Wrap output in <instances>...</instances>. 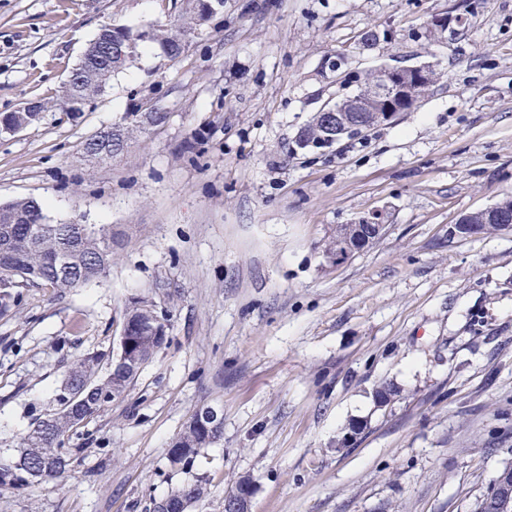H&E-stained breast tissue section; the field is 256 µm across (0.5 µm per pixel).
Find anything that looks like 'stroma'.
I'll return each instance as SVG.
<instances>
[{
  "label": "stroma",
  "instance_id": "obj_1",
  "mask_svg": "<svg viewBox=\"0 0 512 512\" xmlns=\"http://www.w3.org/2000/svg\"><path fill=\"white\" fill-rule=\"evenodd\" d=\"M191 0H0V115L54 96L105 22L167 29ZM449 17L445 29L435 18ZM426 63L420 106L325 149L295 145L385 64ZM165 125L94 163L81 141L129 112ZM512 197V0H224L175 60L156 43L77 119L0 138V203L108 225L104 277L18 284L0 313V446L50 406L66 366L116 347L152 299L168 340L128 395L74 428L64 481L0 489V512H475L512 465V228L460 237ZM382 212L340 264L324 246ZM390 389L387 401L377 396ZM220 440L167 450L200 406ZM496 205L460 216L456 224H454L452 232L455 235L467 237L476 234L479 229L476 224L485 225L483 231L488 230V228H499L498 224L511 227L512 213L510 211L512 210V199L502 200L496 203ZM501 209L509 212H503ZM206 494L207 489L202 484L191 483L186 486H182L181 488H179L178 490L173 492L169 497L166 498H172L174 500L169 502L162 500L164 510L160 512H186L187 508L189 507V504H186L184 501H175L176 499L185 495L192 503L199 501L200 499L205 497ZM161 502L159 501L154 503L153 512H159Z\"/></svg>",
  "mask_w": 512,
  "mask_h": 512
}]
</instances>
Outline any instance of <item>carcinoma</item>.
Here are the masks:
<instances>
[{
	"label": "carcinoma",
	"mask_w": 512,
	"mask_h": 512,
	"mask_svg": "<svg viewBox=\"0 0 512 512\" xmlns=\"http://www.w3.org/2000/svg\"><path fill=\"white\" fill-rule=\"evenodd\" d=\"M213 13L195 5L186 23L152 32L133 33L124 26L105 23L84 50L83 57L63 83L53 106L74 117L71 104L86 106L102 95L112 76L132 63L139 53V42L150 39L159 43L163 53L178 58L194 35L196 27L206 24ZM39 120L36 112H9L0 116V135H12ZM168 113L133 112L123 118L125 143L103 151L91 136L83 144L84 152L97 162L124 151L135 132L166 123ZM320 120H310L300 131L296 146L320 149L332 145ZM112 267V229L95 228L77 221L68 224L47 222L42 204L33 198L0 203V311L14 301L9 289L15 284H48L60 293L102 278ZM157 305L138 299L126 309L132 344L126 362L98 377L102 356L86 354L75 358L64 372L62 383L76 396L75 407L65 411L56 407L60 390H55L51 410L32 414L29 429L7 458L0 457V488H30L41 482L66 477V467L73 449L66 441L76 426L99 416L112 402L124 397L128 389L152 361L163 345L156 338ZM95 391L83 389L85 384ZM222 428L205 429L191 415L183 430L172 441L167 455L174 466H185L199 450L216 442ZM207 494L201 484L191 483L173 492L176 500L187 496L197 502Z\"/></svg>",
	"instance_id": "carcinoma-1"
}]
</instances>
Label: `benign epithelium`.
Here are the masks:
<instances>
[{"instance_id": "obj_1", "label": "benign epithelium", "mask_w": 512, "mask_h": 512, "mask_svg": "<svg viewBox=\"0 0 512 512\" xmlns=\"http://www.w3.org/2000/svg\"><path fill=\"white\" fill-rule=\"evenodd\" d=\"M436 73L426 64L384 66L371 75L364 94H354L333 104H325L318 116L323 119L332 138L340 140L354 130L380 124L410 111L409 105L420 101L435 81ZM512 225V213L493 205L459 217L453 233L467 237L478 231V224ZM251 490L237 491L224 499L227 512H245ZM489 512H512V467L500 471L486 502Z\"/></svg>"}]
</instances>
